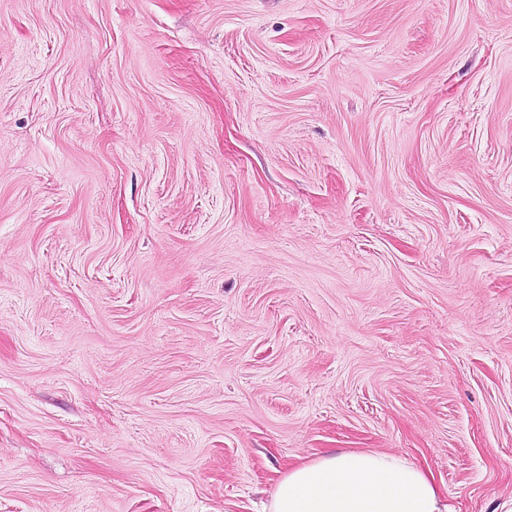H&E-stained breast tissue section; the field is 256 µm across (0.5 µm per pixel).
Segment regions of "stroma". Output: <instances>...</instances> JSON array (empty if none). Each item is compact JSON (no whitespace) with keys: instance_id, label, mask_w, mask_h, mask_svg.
I'll list each match as a JSON object with an SVG mask.
<instances>
[{"instance_id":"1","label":"stroma","mask_w":512,"mask_h":512,"mask_svg":"<svg viewBox=\"0 0 512 512\" xmlns=\"http://www.w3.org/2000/svg\"><path fill=\"white\" fill-rule=\"evenodd\" d=\"M348 448L512 503V0H0V512Z\"/></svg>"}]
</instances>
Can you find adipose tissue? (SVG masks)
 Listing matches in <instances>:
<instances>
[{"instance_id":"adipose-tissue-1","label":"adipose tissue","mask_w":512,"mask_h":512,"mask_svg":"<svg viewBox=\"0 0 512 512\" xmlns=\"http://www.w3.org/2000/svg\"><path fill=\"white\" fill-rule=\"evenodd\" d=\"M268 512H452L430 469L398 454L331 451L291 465Z\"/></svg>"}]
</instances>
